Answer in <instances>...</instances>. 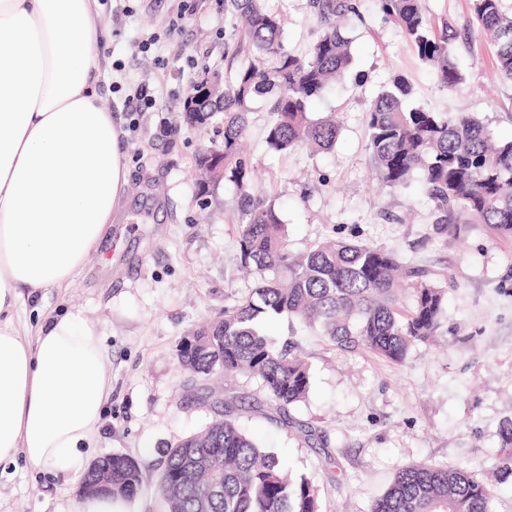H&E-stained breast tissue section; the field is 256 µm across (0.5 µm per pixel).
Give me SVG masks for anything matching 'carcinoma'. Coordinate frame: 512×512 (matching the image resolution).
I'll use <instances>...</instances> for the list:
<instances>
[{"mask_svg":"<svg viewBox=\"0 0 512 512\" xmlns=\"http://www.w3.org/2000/svg\"><path fill=\"white\" fill-rule=\"evenodd\" d=\"M381 2L419 58L436 70L442 86L455 89L461 74L450 47L461 31L447 25L430 32L422 0ZM226 7L244 20L242 33L251 55L235 80L220 82L217 97L205 90L215 76L201 73L183 101L182 117L195 129L224 113L222 145H204L195 155V185L201 199L225 180L237 186L241 261L254 267L260 279L247 297L224 309V318L193 331L177 358L203 381L255 376L265 399L247 405L234 396L224 399L222 419L166 449L159 483L168 512H320L311 482L303 476L290 479L274 453L261 448L236 421L247 408L270 410L279 425L296 429L308 446L321 440L292 414L308 393L309 369L291 345L264 334L262 322L287 315L338 349H366L403 364L417 343L438 330L444 291L424 281L425 272L403 262L396 251L369 243L325 242L293 254L275 206L251 192L242 142L254 97L269 100L266 143L271 150L305 147L318 153L335 144L339 120L332 115L312 119L308 105L352 64L350 41L341 27L357 14L356 0H310L320 34L302 56L285 46L280 18L261 0H226ZM472 10L495 47V73L512 80V16L503 12L501 0H472ZM410 93L406 79L397 76L368 110L366 150L382 182L397 188L418 172L443 228H448V214L465 215L512 240V140L493 143L489 129L472 116L411 107ZM400 279L413 285L409 309L398 305ZM499 437V464L512 474V419L500 426ZM217 478L220 491L208 492ZM82 485L83 496L110 494L129 502L141 493L143 474L134 458L107 455L88 466ZM493 498L489 487L462 470L419 463L397 469L371 512H493Z\"/></svg>","mask_w":512,"mask_h":512,"instance_id":"obj_1","label":"carcinoma"}]
</instances>
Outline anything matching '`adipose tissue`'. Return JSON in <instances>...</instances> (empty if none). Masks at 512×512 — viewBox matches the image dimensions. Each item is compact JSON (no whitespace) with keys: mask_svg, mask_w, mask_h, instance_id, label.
I'll return each mask as SVG.
<instances>
[{"mask_svg":"<svg viewBox=\"0 0 512 512\" xmlns=\"http://www.w3.org/2000/svg\"><path fill=\"white\" fill-rule=\"evenodd\" d=\"M99 0H0V462L77 468L111 391L81 313L21 334L23 298L70 283L129 185L102 104Z\"/></svg>","mask_w":512,"mask_h":512,"instance_id":"adipose-tissue-1","label":"adipose tissue"}]
</instances>
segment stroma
<instances>
[{
	"label": "stroma",
	"mask_w": 512,
	"mask_h": 512,
	"mask_svg": "<svg viewBox=\"0 0 512 512\" xmlns=\"http://www.w3.org/2000/svg\"><path fill=\"white\" fill-rule=\"evenodd\" d=\"M179 3L129 0L130 13L117 18L102 7L97 77L104 107L126 132L129 188L75 282L16 312L31 335L44 318L77 311L100 336L112 392L84 460L107 454L137 460L144 486L126 512H166L157 484L164 451L218 417L192 393L178 345L200 324L223 317L254 285L241 265L236 185L221 183L204 203L196 195L194 157L201 145L219 140L218 127L188 129L180 114L202 70L235 77L248 48L224 0H198L183 30L168 35ZM264 3L281 18L289 50L304 54L319 34L309 0ZM344 32L352 66L309 106L314 119L336 113L335 147L318 155L271 151L266 100L254 98L246 144L254 191L274 202L292 252L326 240L364 242L425 269L446 290L441 325L403 365L363 349H335L295 319L269 325V335L292 343L310 368L309 393L294 415L323 430L336 469L319 449L263 415L242 414L239 425L274 451L291 476H306L321 512H370L397 468L423 462L469 472L491 486L494 512H512V476L495 477L499 424L512 418V240L466 220L459 234L438 230L439 213L419 177L386 187L365 149L367 111L395 76L409 80L411 106L477 117L499 139L512 138V82L495 75L492 47L475 34L452 45L462 82L446 90L380 0H359V14ZM152 35L157 43L139 52V41ZM140 85L154 90L157 108L134 118L123 104ZM81 477L36 469L20 457L1 463L0 512H75Z\"/></svg>",
	"instance_id": "1"
}]
</instances>
